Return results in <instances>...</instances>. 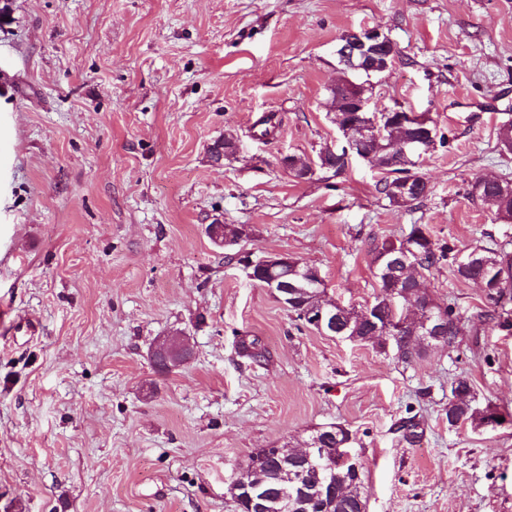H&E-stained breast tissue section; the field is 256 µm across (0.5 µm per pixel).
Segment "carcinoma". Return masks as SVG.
I'll use <instances>...</instances> for the list:
<instances>
[{"instance_id":"obj_1","label":"carcinoma","mask_w":512,"mask_h":512,"mask_svg":"<svg viewBox=\"0 0 512 512\" xmlns=\"http://www.w3.org/2000/svg\"><path fill=\"white\" fill-rule=\"evenodd\" d=\"M325 106L333 114V121L340 132L358 120L354 112L344 111V99L334 90H329ZM424 137L420 124L398 112L387 122L386 135L379 140H369L361 144L357 154L365 156L386 177L379 183L378 192L389 202L400 208L413 209L430 194V188L411 172L413 162L401 158L390 149L391 142L406 144ZM497 143L502 152H512V122L505 121L496 132ZM239 139L232 133L214 142L210 149L213 163L236 156ZM469 199L481 203L494 213L496 218L506 221L512 218V182L501 179H476L468 189ZM415 265L419 272L439 270L445 265L453 267L455 275L465 281L487 279L491 289L487 298L492 302L490 309L480 314L481 325L499 330L512 329V309L507 304L512 301V253L506 246H479L462 254L449 242L432 237L427 225L412 224L407 234L387 240L373 251L371 264L374 268L377 291L370 303L371 318L367 319L358 308L334 303L327 296L326 287L310 284V269L288 267V284L301 290L298 302L288 305V311L295 320L302 321L301 312L306 309L324 307L328 311L336 309V336H349L369 344L381 353L394 352L398 360L409 364L423 357L430 343L426 341L427 329L424 319L434 317L442 322V344L454 347L462 335L461 317L451 305L442 306L426 291L417 290L411 297L391 298V293L402 277L403 263ZM242 356L257 359L263 356L258 338L242 337L238 341ZM504 417V414L487 404H477L476 394L470 382L464 378L451 386L448 398V428L457 429L469 426L481 429L490 422ZM397 431L409 444L414 445L424 437V429L417 415L400 419ZM322 448H349L352 437L343 425L326 424L303 440L307 448L314 442ZM303 467L306 478L313 485L325 483L329 473L325 463L318 459L307 462L297 461ZM243 471L257 483L269 484L283 481L288 474L282 472L271 448H258L249 456ZM366 503L363 477L346 467L336 469V495L326 498L322 509L316 512H361L360 505Z\"/></svg>"}]
</instances>
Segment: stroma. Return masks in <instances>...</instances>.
I'll return each instance as SVG.
<instances>
[{
    "label": "stroma",
    "mask_w": 512,
    "mask_h": 512,
    "mask_svg": "<svg viewBox=\"0 0 512 512\" xmlns=\"http://www.w3.org/2000/svg\"><path fill=\"white\" fill-rule=\"evenodd\" d=\"M0 512H230L258 448L339 423L366 512H512V424L452 429V382L512 413V331H487L477 284L424 273L464 325L406 365L326 336L224 259L206 228L245 224L257 255L317 268L328 295L370 303L372 244L427 225L459 250L512 244L466 195L512 179V0H0ZM377 26L400 55L372 105L427 113L450 138L419 159L431 193L393 206L358 159L312 180L282 168L343 138L327 115L342 34ZM275 113L273 136L252 126ZM239 137L236 158L209 149ZM194 352L157 372L150 351ZM259 337L264 355L238 353ZM417 414L420 444L397 421ZM153 351L157 360L160 362L155 363L159 369L155 368L161 373L171 371V368H168L166 365H170L171 363H186L191 358V356H188L191 353L188 344L186 342L184 343L178 336L162 340L154 347ZM161 363L166 365H162Z\"/></svg>",
    "instance_id": "1"
}]
</instances>
